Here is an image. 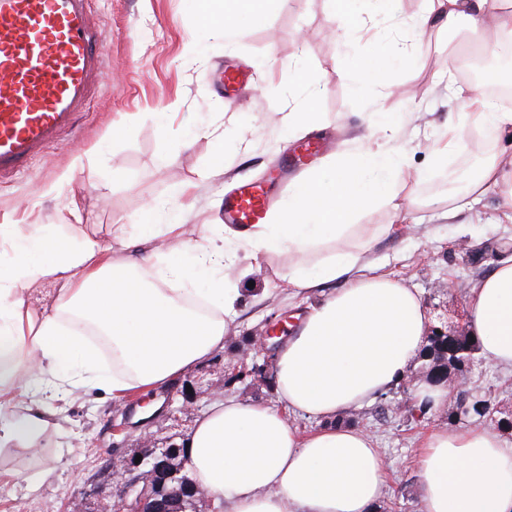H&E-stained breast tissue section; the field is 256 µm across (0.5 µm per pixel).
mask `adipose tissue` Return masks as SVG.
Returning a JSON list of instances; mask_svg holds the SVG:
<instances>
[{
  "label": "adipose tissue",
  "instance_id": "obj_1",
  "mask_svg": "<svg viewBox=\"0 0 512 512\" xmlns=\"http://www.w3.org/2000/svg\"><path fill=\"white\" fill-rule=\"evenodd\" d=\"M194 0L204 27L235 38L242 15L261 0ZM431 17L448 26L496 18L497 34L512 38V8L502 0H435ZM407 176L396 134L377 146L356 145L301 175L267 223L233 236L253 255L285 252L284 280L321 298L277 352L274 384L290 411L319 421L302 433L285 414L244 401L213 404L187 440V465L220 512H371L387 488V464L368 433L334 425L338 415L396 387L418 356L428 331L421 299L391 277L375 274L362 252L340 248L314 260L317 246L345 237L358 210L395 202L408 211L419 197H397ZM506 186L504 220L512 223V160H494L471 180L468 194ZM182 213L147 209L135 238L115 226L111 238L60 224L20 232L0 226V242L17 254L0 266V447L36 445L51 423L44 408L61 387L79 388L90 367L83 320L112 339L119 366L96 384L120 394L145 390L224 345L225 317L238 300L222 271L235 255L209 228L184 239ZM195 253L192 264L167 267L152 280L157 240ZM205 284L204 292L187 281ZM54 287L52 305L36 308L33 287ZM331 292H324V285ZM467 328L482 357L512 369V257L499 259L471 289ZM421 512H512V442L489 426L437 428L417 452Z\"/></svg>",
  "mask_w": 512,
  "mask_h": 512
}]
</instances>
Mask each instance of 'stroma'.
Wrapping results in <instances>:
<instances>
[{"mask_svg": "<svg viewBox=\"0 0 512 512\" xmlns=\"http://www.w3.org/2000/svg\"><path fill=\"white\" fill-rule=\"evenodd\" d=\"M341 0H264L261 22L245 21V33L227 39L202 28L186 0H91V18L105 31L101 44L103 83L79 120L80 133L64 136L27 170L0 181V225L66 224L72 196L84 203L86 230L109 236L113 225L138 223L151 206L172 201L185 185L180 203L186 221L209 225L221 237L226 188L242 182H273L275 159L284 150L323 138L345 150L369 140L374 113L417 119L408 128L406 164L411 179L396 192L426 199L460 198L446 180L476 171L491 158L512 156V134L490 132L482 153L455 152L440 164L432 143L448 121H465L459 97L472 86L461 75L462 55L493 59L481 26L425 29L411 42L393 18L364 11L347 19L350 40L335 37ZM230 63L248 68V80L227 98L215 75ZM310 74L320 88L307 98L289 67ZM383 70L373 92L355 89L360 72ZM312 112L314 126L290 127L281 117L295 106ZM224 131V173L214 177L212 132ZM504 200L488 191L458 218L425 209L398 212L378 204L360 212L363 233L346 238L351 248L373 239L372 255L386 273L417 289L428 322L455 324L466 312L470 288L493 267L492 249L512 241V223H501ZM246 278L229 277L239 290L230 336L223 348L172 378L165 386L120 397L88 384L80 394L51 400L55 425L37 450L0 451V512H110L120 489L112 473L139 454L144 438L156 447L184 445L196 419L218 399L247 400L286 413L300 431L318 421L289 413L275 391L272 373L239 375L240 366L262 363L274 351L265 333L274 324L293 325L308 299L292 297L281 275L287 253L253 259L248 247L236 252ZM432 368L420 356L393 390L343 414L339 423L372 433L388 466V489L372 512H420L416 448L435 428L465 429L478 416H456L451 408L419 412L414 395ZM484 399L512 408V371L485 362L476 366ZM171 400L176 417L161 413Z\"/></svg>", "mask_w": 512, "mask_h": 512, "instance_id": "35a3bbf8", "label": "stroma"}]
</instances>
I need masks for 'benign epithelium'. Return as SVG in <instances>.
I'll list each match as a JSON object with an SVG mask.
<instances>
[{"mask_svg": "<svg viewBox=\"0 0 512 512\" xmlns=\"http://www.w3.org/2000/svg\"><path fill=\"white\" fill-rule=\"evenodd\" d=\"M427 355L436 366L427 378L432 385L447 384L448 404L455 412H471L487 417L498 427L512 430V411L508 416L496 418L488 402H481L479 389L469 376L471 365L457 360L461 349L470 344L471 336L465 326L450 325L446 329L434 327ZM187 459L183 449L171 446L157 451L150 439L143 441L141 459L123 470L112 472L113 480L121 486L122 495L115 504L116 512H184L183 503L194 504L197 512H211V499L184 474Z\"/></svg>", "mask_w": 512, "mask_h": 512, "instance_id": "7a95c632", "label": "benign epithelium"}]
</instances>
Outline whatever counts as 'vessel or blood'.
<instances>
[{
	"instance_id": "1",
	"label": "vessel or blood",
	"mask_w": 512,
	"mask_h": 512,
	"mask_svg": "<svg viewBox=\"0 0 512 512\" xmlns=\"http://www.w3.org/2000/svg\"><path fill=\"white\" fill-rule=\"evenodd\" d=\"M90 0H0V179L75 133L105 59ZM270 198L255 183L224 194V221L262 223Z\"/></svg>"
}]
</instances>
